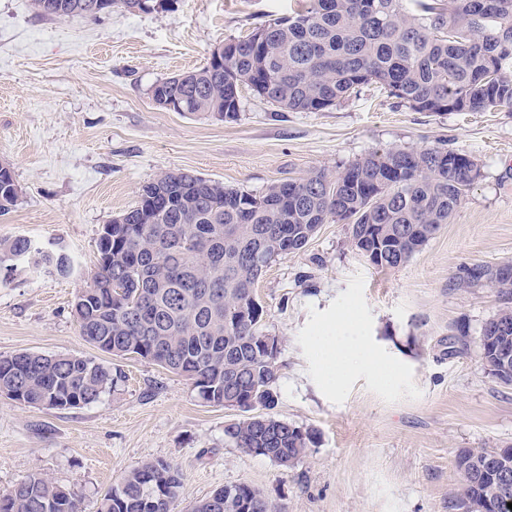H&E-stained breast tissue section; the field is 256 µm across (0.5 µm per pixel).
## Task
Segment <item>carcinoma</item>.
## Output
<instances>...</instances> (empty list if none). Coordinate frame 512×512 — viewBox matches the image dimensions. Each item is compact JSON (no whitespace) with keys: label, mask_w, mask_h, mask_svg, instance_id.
Instances as JSON below:
<instances>
[{"label":"carcinoma","mask_w":512,"mask_h":512,"mask_svg":"<svg viewBox=\"0 0 512 512\" xmlns=\"http://www.w3.org/2000/svg\"><path fill=\"white\" fill-rule=\"evenodd\" d=\"M305 0L244 39L231 41L224 72L213 61L157 82L159 96L180 100L182 111L235 120L240 91L249 88L276 112H320L376 84L416 112L512 111V0ZM132 11L140 0H33L34 13L64 20L79 5ZM476 161L455 149L397 148L370 154L334 173L315 170L299 180L274 182L259 195L185 171H165L145 185L137 205L108 221L98 238V265L76 296L73 317L85 340L114 357L134 355L170 370L202 398L233 401L246 413L225 436L248 455L284 468L306 456L315 436L270 413L276 357L260 348L265 314L252 303L260 274L261 239L272 233L264 261L296 253L316 225H347L351 246L377 268L396 269L415 254L409 239L426 243L450 222L475 183ZM13 174H0V213L19 198ZM59 277L73 272L71 257L25 238L0 239V272L15 262ZM465 287L497 289L499 309L512 310V270L475 264ZM482 356L512 347L508 338L480 336ZM105 361L61 354L0 356V392L22 387L25 404L58 409L96 402L122 380ZM267 410L253 415L257 408ZM501 449H467L456 467L482 472L466 482L456 512L493 500ZM181 486L166 461L142 463L96 500L93 512H172ZM0 512H82L62 486L39 472L20 480ZM188 512H285L260 490L238 484L215 490Z\"/></svg>","instance_id":"cac0c4a2"}]
</instances>
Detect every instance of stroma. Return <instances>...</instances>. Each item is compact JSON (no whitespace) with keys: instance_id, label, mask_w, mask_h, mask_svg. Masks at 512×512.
Returning <instances> with one entry per match:
<instances>
[{"instance_id":"stroma-1","label":"stroma","mask_w":512,"mask_h":512,"mask_svg":"<svg viewBox=\"0 0 512 512\" xmlns=\"http://www.w3.org/2000/svg\"><path fill=\"white\" fill-rule=\"evenodd\" d=\"M302 5L177 0L171 11L45 20L31 0H0V163L21 189L0 214V239L27 237L74 260L66 278L23 263L0 281V356L102 359L72 303L96 270L102 226L161 172L258 195L376 151L441 145L481 171L450 224L399 268H374L345 225L330 223L263 272V328L279 338L274 413L316 433L291 468L227 440L240 410L127 356L125 381L87 406L0 398V492L39 471L89 508L129 469L162 459L182 475L173 512L240 483L286 512H454L458 453L512 444V385L488 374L479 349L498 292L458 284L465 266L512 263V112H416L374 85L321 112H276L245 88L237 119L221 121L160 110L149 96L156 81L202 68L216 46ZM330 324L363 336L378 368L337 366L326 393L311 338Z\"/></svg>"}]
</instances>
